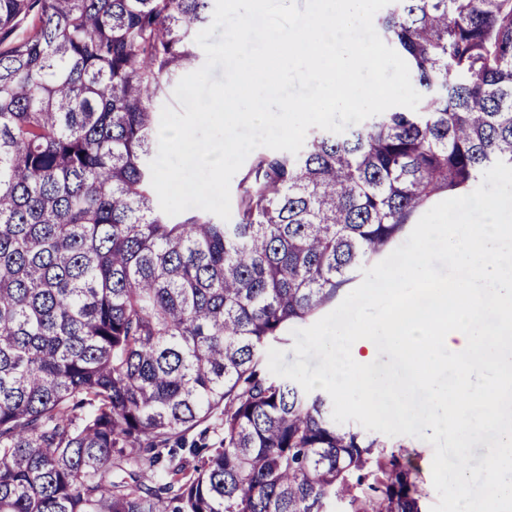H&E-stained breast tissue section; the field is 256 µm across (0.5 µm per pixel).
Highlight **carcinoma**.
Returning a JSON list of instances; mask_svg holds the SVG:
<instances>
[{"label":"carcinoma","instance_id":"obj_1","mask_svg":"<svg viewBox=\"0 0 512 512\" xmlns=\"http://www.w3.org/2000/svg\"><path fill=\"white\" fill-rule=\"evenodd\" d=\"M210 2L0 0V512H422L262 351L512 165V0H393L418 109L256 152L229 224L158 211L149 168Z\"/></svg>","mask_w":512,"mask_h":512}]
</instances>
